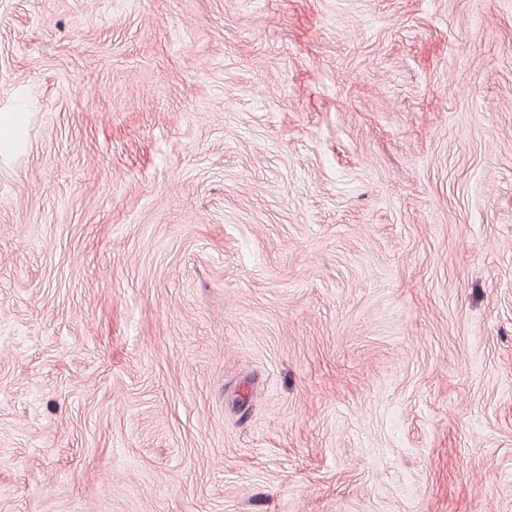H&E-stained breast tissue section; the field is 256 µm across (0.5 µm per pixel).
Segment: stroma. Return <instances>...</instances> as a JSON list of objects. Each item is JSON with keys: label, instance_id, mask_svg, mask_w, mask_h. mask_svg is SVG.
<instances>
[{"label": "stroma", "instance_id": "obj_1", "mask_svg": "<svg viewBox=\"0 0 512 512\" xmlns=\"http://www.w3.org/2000/svg\"><path fill=\"white\" fill-rule=\"evenodd\" d=\"M0 512H512V0H0Z\"/></svg>", "mask_w": 512, "mask_h": 512}]
</instances>
